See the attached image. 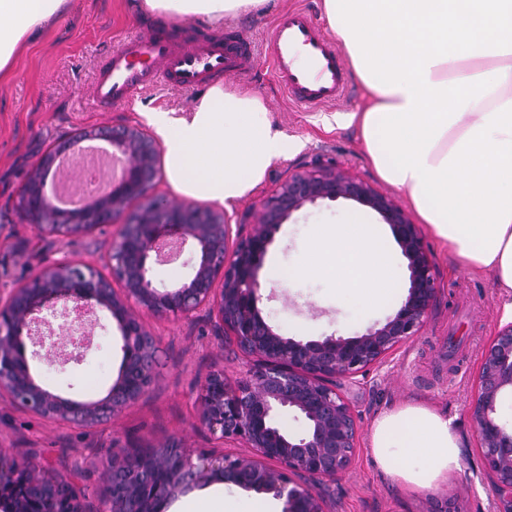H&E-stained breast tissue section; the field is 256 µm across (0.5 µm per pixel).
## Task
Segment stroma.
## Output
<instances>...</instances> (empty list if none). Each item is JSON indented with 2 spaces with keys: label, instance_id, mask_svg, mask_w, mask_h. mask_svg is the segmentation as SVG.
I'll return each instance as SVG.
<instances>
[{
  "label": "stroma",
  "instance_id": "stroma-1",
  "mask_svg": "<svg viewBox=\"0 0 512 512\" xmlns=\"http://www.w3.org/2000/svg\"><path fill=\"white\" fill-rule=\"evenodd\" d=\"M139 0H73L71 9L30 44L16 61L10 77L0 81V294H9L41 269L72 261L105 271V257L117 227L62 239L42 235L23 223L15 211L18 193L42 155L59 139L84 127L131 124L147 128L145 111L161 108L185 117L196 95L157 86L134 95L112 111L91 105L90 88L103 58L126 36L141 31L151 14L140 11ZM298 7L320 14V0H268L258 10L225 20V27L247 28L258 63L251 74L236 79L240 89L268 102L273 129L299 142L288 158L275 162L264 180L247 197L227 210L240 235L257 223L264 203L293 174L332 168L392 192L381 182L358 143L355 128L323 127L324 119L356 111L363 100L357 76H350L338 102L307 109L282 95L265 59V36L271 22ZM362 216L374 224L381 217L349 200L322 201L294 212L281 225L264 260L292 269L305 256L313 225L337 224ZM426 245L435 264L439 292L419 336L391 352L383 363L342 382L338 392L349 406L357 429L356 452L350 468L322 484L326 512H431L432 493L412 491L394 482L374 465L367 443L369 427L383 410L410 400H425L446 413L464 440L460 471L445 490L454 495L460 512H493L490 482L481 468L479 443L469 420L476 392V375L492 336L511 319L490 277L453 266L435 239ZM409 282L376 308L341 294L327 280L304 278L286 290L263 288L259 306L266 322L279 334L297 340L328 336L352 337L383 324L404 301ZM145 328L159 347L155 384L135 403L94 426L63 423L28 413L0 399V451L27 456L72 476L87 512H101L106 487L101 465L112 449L147 448L170 436L181 438L193 454L218 451L245 453L242 442L220 441L202 428L196 416L200 385L215 371L228 380L244 376L253 364L233 336L220 332L207 307L190 316L141 313ZM94 343L82 360L45 370L31 360V371L44 387L79 400L103 397L117 380L123 361L119 323L111 313L95 308Z\"/></svg>",
  "mask_w": 512,
  "mask_h": 512
}]
</instances>
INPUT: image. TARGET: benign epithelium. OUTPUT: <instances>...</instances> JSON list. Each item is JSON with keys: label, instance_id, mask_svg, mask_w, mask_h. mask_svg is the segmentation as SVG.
I'll list each match as a JSON object with an SVG mask.
<instances>
[{"label": "benign epithelium", "instance_id": "benign-epithelium-1", "mask_svg": "<svg viewBox=\"0 0 512 512\" xmlns=\"http://www.w3.org/2000/svg\"><path fill=\"white\" fill-rule=\"evenodd\" d=\"M87 138L110 143L124 163L111 188L77 208L56 206L45 191L48 172L58 158H80ZM159 152L139 127L123 124L110 130H76L65 146L26 180L17 204L22 220L41 234L71 237L115 223L127 214L109 247L111 277L91 272L82 263L46 267L0 301V398L34 415L94 426L139 399L157 379L158 347L140 321L139 311L188 316L205 305L219 327L229 330L238 347L257 358L240 379L210 374L201 385L197 419L218 440H240L250 455L191 457L182 440L165 439L148 457L115 448L102 464L107 485L106 512H162V506L201 480L222 477L283 501L282 512H325L316 485L332 481L352 464L356 426L349 407L336 391L337 381L352 380L381 362L391 351L419 335L438 293L435 265L419 225L390 196L332 169L296 174L264 205L251 232L232 236L227 216L193 203L153 196ZM355 201L377 212L407 260L409 287L399 309L379 327L354 337L296 341L275 332L258 308L262 284L258 269L281 224L307 204L319 200ZM140 201L126 212L129 201ZM91 215L95 227L86 224ZM176 240L192 243L198 261L192 276L172 289H159L151 257L157 245ZM121 285V292L112 282ZM118 319L124 362L108 395L94 402L63 398L33 378L24 339L36 340L66 354L83 356L91 342L76 334L90 302ZM512 393V323L485 349L477 392L469 411L478 438L484 472L492 482L495 512H512V428L500 422L498 405ZM294 411L304 422L290 433L278 421L280 411ZM0 512H84L69 477L38 465L26 456L0 454Z\"/></svg>", "mask_w": 512, "mask_h": 512}]
</instances>
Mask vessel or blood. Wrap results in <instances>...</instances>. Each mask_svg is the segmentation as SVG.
Returning <instances> with one entry per match:
<instances>
[{
    "mask_svg": "<svg viewBox=\"0 0 512 512\" xmlns=\"http://www.w3.org/2000/svg\"><path fill=\"white\" fill-rule=\"evenodd\" d=\"M274 75L288 98L308 108L335 103L348 89L342 59L303 10L283 15L267 38ZM307 66H299L297 54ZM250 37L241 29L204 31L185 23H153L115 46L95 75L91 100L103 112L136 92L163 85L194 91L207 80L252 70Z\"/></svg>",
    "mask_w": 512,
    "mask_h": 512,
    "instance_id": "vessel-or-blood-1",
    "label": "vessel or blood"
}]
</instances>
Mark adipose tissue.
<instances>
[{
	"label": "adipose tissue",
	"instance_id": "adipose-tissue-1",
	"mask_svg": "<svg viewBox=\"0 0 512 512\" xmlns=\"http://www.w3.org/2000/svg\"><path fill=\"white\" fill-rule=\"evenodd\" d=\"M70 0H0V79L27 43ZM265 0H142L173 19L223 23ZM363 88L347 114L377 177L402 191L421 224L456 262L489 274L512 316V0H321ZM266 100L217 81L187 118L158 109L144 117L161 139L166 171L183 195L227 206L251 193L298 144L273 131ZM331 281L365 306L399 284L378 225H314L296 269L270 265L267 282ZM376 466L412 489H431L461 468V439L447 416L408 401L374 418ZM175 512H272L261 499L227 502L211 490Z\"/></svg>",
	"mask_w": 512,
	"mask_h": 512
}]
</instances>
